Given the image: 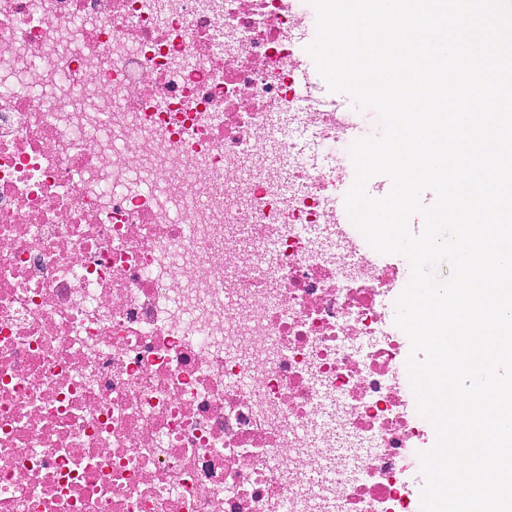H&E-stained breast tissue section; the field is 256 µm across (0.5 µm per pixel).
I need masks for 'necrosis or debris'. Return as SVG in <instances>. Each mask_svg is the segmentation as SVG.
Here are the masks:
<instances>
[{
	"label": "necrosis or debris",
	"mask_w": 512,
	"mask_h": 512,
	"mask_svg": "<svg viewBox=\"0 0 512 512\" xmlns=\"http://www.w3.org/2000/svg\"><path fill=\"white\" fill-rule=\"evenodd\" d=\"M302 20L0 0V512H404L394 273L336 235ZM310 34H313V32L308 26H300V33L297 39L302 49V56L299 55L289 59V69L294 77L293 83L297 86L298 90L296 95L298 100L296 112L301 110L305 112H335L344 119L343 127L347 130L349 140L353 142L361 137L358 125L347 119L349 112L347 100L351 97L344 93L330 92L326 96L320 94L321 77L315 68L313 60L305 51Z\"/></svg>",
	"instance_id": "4bbe7bcc"
}]
</instances>
